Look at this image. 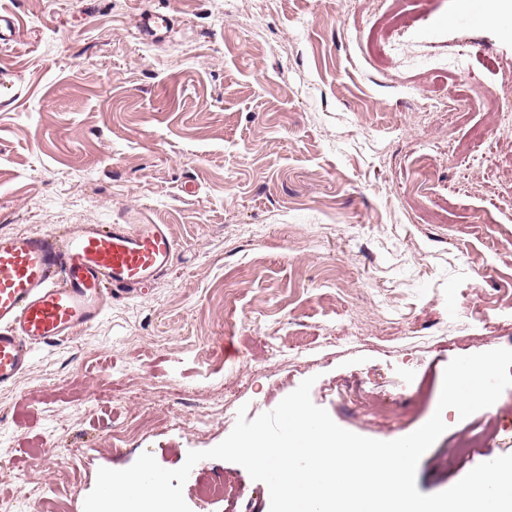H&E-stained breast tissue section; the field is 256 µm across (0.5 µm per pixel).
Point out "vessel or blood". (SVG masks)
Listing matches in <instances>:
<instances>
[{
  "instance_id": "b4317fda",
  "label": "vessel or blood",
  "mask_w": 512,
  "mask_h": 512,
  "mask_svg": "<svg viewBox=\"0 0 512 512\" xmlns=\"http://www.w3.org/2000/svg\"><path fill=\"white\" fill-rule=\"evenodd\" d=\"M159 38L166 16L144 14ZM164 224H76L58 233L0 236V387L12 384L43 345L64 342L103 316L111 299L148 287L173 266Z\"/></svg>"
}]
</instances>
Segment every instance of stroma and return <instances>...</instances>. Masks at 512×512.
Instances as JSON below:
<instances>
[{
	"label": "stroma",
	"mask_w": 512,
	"mask_h": 512,
	"mask_svg": "<svg viewBox=\"0 0 512 512\" xmlns=\"http://www.w3.org/2000/svg\"><path fill=\"white\" fill-rule=\"evenodd\" d=\"M0 235L165 224L172 271L0 388V503L84 512L99 468L174 470L306 378L389 441L457 356L512 349V32L481 0H11ZM168 16L157 42L136 19ZM502 112L474 110V97ZM421 458L435 494L512 454V387ZM496 433L466 458L469 430ZM225 483L221 499L200 497ZM191 512H270L205 459Z\"/></svg>",
	"instance_id": "stroma-1"
}]
</instances>
